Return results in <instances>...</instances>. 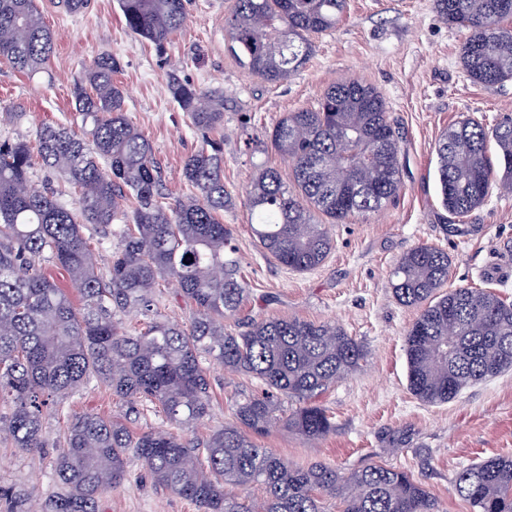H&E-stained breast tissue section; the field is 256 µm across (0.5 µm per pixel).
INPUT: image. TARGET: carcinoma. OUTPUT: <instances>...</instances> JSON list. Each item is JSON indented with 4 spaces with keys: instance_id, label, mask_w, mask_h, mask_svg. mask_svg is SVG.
<instances>
[{
    "instance_id": "1",
    "label": "carcinoma",
    "mask_w": 512,
    "mask_h": 512,
    "mask_svg": "<svg viewBox=\"0 0 512 512\" xmlns=\"http://www.w3.org/2000/svg\"><path fill=\"white\" fill-rule=\"evenodd\" d=\"M348 0H234L230 50L252 75L279 83L299 72L313 37L336 28ZM129 30L158 46L187 19V0H119ZM448 24L468 36L460 61L470 79L492 87L512 81V0H434ZM51 29L35 0H0V60L22 73L47 68ZM112 55L98 57L73 83L84 130L48 124L36 144L0 143V395L12 411L0 434L22 451L44 447L43 408L95 380L128 405L148 401L167 429L139 434L120 421L86 413L62 437L55 473L67 493L50 512H94L98 497L122 484L127 455L158 486L200 512H438L429 488L403 470L370 465L344 473L316 464L294 468L256 437L279 423L308 440L334 430L313 399L356 371L364 345L336 323L267 316L238 333L224 331L246 289L224 225L223 146L209 134L224 126V95L172 80L171 93L210 149L187 157L197 194L166 199L160 166L144 134L127 118ZM288 158L292 182L274 167L246 188L251 228L282 266L312 270L332 249L328 224L381 210L401 189L399 130L372 86L357 79L329 85L317 105L286 112L269 133ZM441 206L464 219L493 188L512 192V120L492 130L466 118L436 144ZM74 189L72 206L52 190H30L33 156ZM119 240L101 267L85 229ZM64 269L83 301L74 306L42 265ZM448 253L419 245L391 272L394 296L421 308L405 336L410 392L448 403L465 388L512 369V302L461 286L440 296ZM172 279L195 313L183 326L157 318L156 288ZM135 314L144 326L123 330ZM247 374L260 388L235 406L236 424L195 443L176 433L209 416L210 380L203 360ZM290 399L300 402L284 409ZM237 493L226 491V486ZM262 501L248 502L251 489ZM454 487L473 512H512V457L468 465Z\"/></svg>"
}]
</instances>
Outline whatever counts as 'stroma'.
Instances as JSON below:
<instances>
[{
	"label": "stroma",
	"instance_id": "1",
	"mask_svg": "<svg viewBox=\"0 0 512 512\" xmlns=\"http://www.w3.org/2000/svg\"><path fill=\"white\" fill-rule=\"evenodd\" d=\"M54 34L46 70L26 74L0 61V112L21 113L19 123L0 121V141H35L42 124L80 129L73 82L97 57L119 63L114 75L125 95L129 120L149 139L170 194L194 195L183 176L186 158L204 145L174 101L171 79L224 95V222L240 261L247 298L239 315L224 320L229 333L241 318L277 315L335 322L362 342L361 366L318 398L335 430L309 441L275 426L259 437L295 467L326 462L352 472L371 463L399 468L425 482L440 512H471L454 491L457 472L497 455L512 456V370L467 387L454 401L427 404L407 386L404 338L419 310L402 305L389 286L397 259L432 245L447 252V288L473 286L512 301V194L492 191L484 204L458 222L440 203L435 146L448 125L465 119L486 127L512 118V82L473 83L459 61L467 32L448 25L434 0H349L335 29L314 39L312 56L295 75L277 84L248 73L228 49L225 21L233 0H190L184 27L164 48L130 31L118 0H86L66 11L61 0H36ZM340 78L358 79L384 98L402 133L398 199L385 209L331 225L333 246L317 268L299 273L261 250L249 224L245 187L257 169L288 174L289 162L271 149L268 134L286 112L312 107ZM210 415L185 430L188 439L233 423L235 403L254 391L247 375L210 364ZM87 412L122 417L133 432L166 428L156 410L132 411L107 387L93 382L61 405L43 412L47 441L21 452L0 439V512H42L62 487L54 462L69 420ZM129 476L97 501L96 512H199L198 507L145 476L128 457Z\"/></svg>",
	"mask_w": 512,
	"mask_h": 512
}]
</instances>
